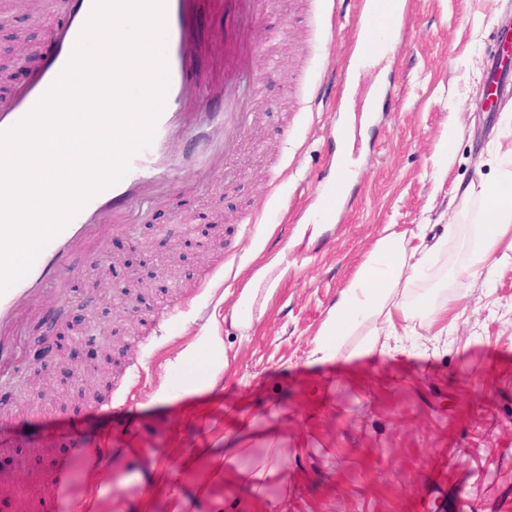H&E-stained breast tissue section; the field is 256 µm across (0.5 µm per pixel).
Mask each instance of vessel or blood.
Returning <instances> with one entry per match:
<instances>
[{
  "instance_id": "b4317fda",
  "label": "vessel or blood",
  "mask_w": 512,
  "mask_h": 512,
  "mask_svg": "<svg viewBox=\"0 0 512 512\" xmlns=\"http://www.w3.org/2000/svg\"><path fill=\"white\" fill-rule=\"evenodd\" d=\"M218 0H165L167 43L165 59L169 74L166 106L156 124L152 143L128 160V171L117 183L96 194L66 226L51 239L30 271L17 283L0 293V367L10 365L15 356L11 330L20 311L34 304L45 288L63 285L73 275L71 254L84 248L98 229L102 217L112 219L113 229H122L127 207L146 192L161 188L171 168L169 145L180 130L185 117L183 90L195 80V60L209 45V39L196 25V16L214 7ZM358 29L369 32L377 28L396 27L402 13V0H359ZM94 0H70L69 22L51 37L53 51L33 74L29 84L0 108V131L12 128L42 98L68 64L74 46L93 9ZM217 65L224 73L225 109L210 115L213 133L238 134L246 120L236 99L238 88L248 94L259 90L251 77L249 53L243 45L227 49Z\"/></svg>"
}]
</instances>
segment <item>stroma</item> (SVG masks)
<instances>
[{"mask_svg":"<svg viewBox=\"0 0 512 512\" xmlns=\"http://www.w3.org/2000/svg\"><path fill=\"white\" fill-rule=\"evenodd\" d=\"M357 9L267 0L245 40L261 88L237 147L213 168L169 173V194L136 206L137 233L100 228L90 253L70 260L79 274L67 297L47 289L25 319L23 360L48 312L75 311L135 246L167 227L176 242L194 239L202 212L214 226L203 253L166 270V289L147 290L150 310L131 316L127 297L110 298L111 410L27 409L7 397L13 370L0 371V441L10 448L0 512H44L53 498L75 512L107 445L112 465L91 512H512V250L459 275L481 202L450 199L456 183L494 181L497 152L512 144L511 73L495 110L478 109L512 0H409L382 62L354 68ZM65 21L58 0H0V52L16 34L29 51L0 89L27 80ZM340 150L354 174L324 221ZM451 219L457 234L413 286L414 314L386 348L362 352L363 326L336 360L318 361L329 308L385 228ZM449 295L440 336L418 308ZM189 385L199 394L183 397ZM73 447L86 449L82 465L60 469ZM442 454L448 471L437 476ZM268 457L286 480L246 483Z\"/></svg>","mask_w":512,"mask_h":512,"instance_id":"obj_1","label":"stroma"}]
</instances>
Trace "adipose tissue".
Returning a JSON list of instances; mask_svg holds the SVG:
<instances>
[{
    "mask_svg": "<svg viewBox=\"0 0 512 512\" xmlns=\"http://www.w3.org/2000/svg\"><path fill=\"white\" fill-rule=\"evenodd\" d=\"M455 192L483 202L472 261L485 262L512 234V149L500 153L493 183L472 181L456 186ZM440 247V242H428L422 229L388 230L330 308L316 338L315 352L321 360L338 357L345 337L368 322L373 328L362 349L373 351L381 336L394 328L396 315H408L407 293L424 276L432 254Z\"/></svg>",
    "mask_w": 512,
    "mask_h": 512,
    "instance_id": "ef3b65f1",
    "label": "adipose tissue"
}]
</instances>
